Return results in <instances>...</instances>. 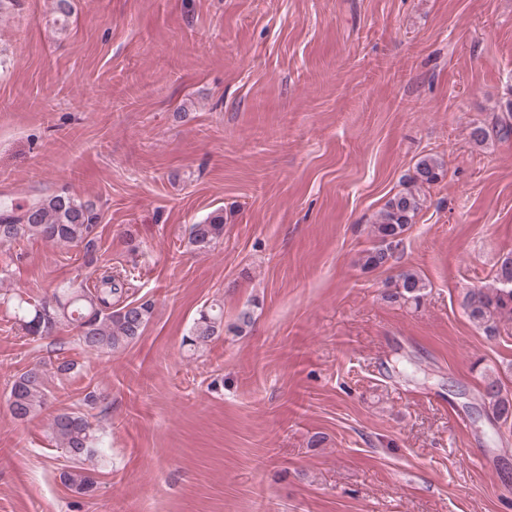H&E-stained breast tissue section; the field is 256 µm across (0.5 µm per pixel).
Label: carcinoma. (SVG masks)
Wrapping results in <instances>:
<instances>
[{
    "instance_id": "1",
    "label": "carcinoma",
    "mask_w": 512,
    "mask_h": 512,
    "mask_svg": "<svg viewBox=\"0 0 512 512\" xmlns=\"http://www.w3.org/2000/svg\"><path fill=\"white\" fill-rule=\"evenodd\" d=\"M512 137V123L497 120L492 126L478 125L470 138L476 144L490 137ZM443 174V164L434 157H424L416 165V177L395 194L380 212L370 233L373 247L363 253L361 267L376 270L390 265L403 236L421 210V187L432 185ZM94 204L66 191L36 199L26 212L0 209V245L21 239H37L56 245H72L83 251L84 263L97 261L98 225ZM188 244L195 251L209 249L224 235V214L217 210L204 220L189 225ZM388 299L393 302L419 303L426 283L415 271L400 272L392 282ZM125 280L110 273L91 288L76 287L71 282L54 288L50 297L32 300L20 294L0 293V300L12 310L15 322L27 336L45 338L61 327H73L80 346L89 354L110 356L138 341L153 313L152 303L127 299ZM464 308L476 326L488 336L498 332V324L512 318V256L503 258L493 283L472 288L464 298ZM224 331V308L219 303L202 307L194 318L183 344L199 349L209 345ZM75 363L62 358L49 364L33 365L12 383L8 406L12 416L21 421L41 414L48 406L47 373L62 377L70 374ZM485 408L496 420L512 418V394L499 378L485 374L479 391ZM105 395L93 387L83 397V407L59 409L51 415L48 435L70 460L61 473L64 484L78 494L94 490L96 481L86 462L98 454L99 437L89 411L98 407Z\"/></svg>"
}]
</instances>
